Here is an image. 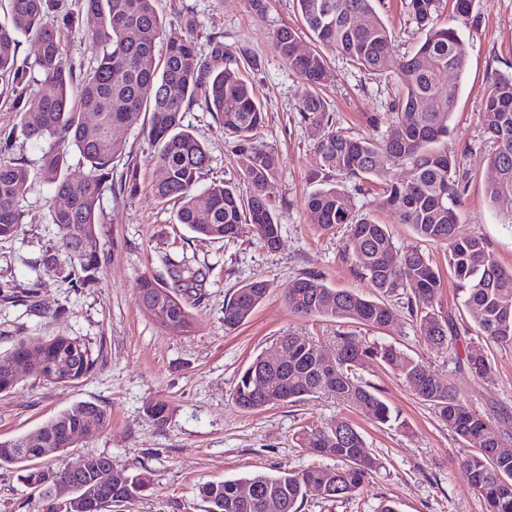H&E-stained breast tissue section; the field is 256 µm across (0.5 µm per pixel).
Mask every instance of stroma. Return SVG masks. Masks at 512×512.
<instances>
[{
  "label": "stroma",
  "mask_w": 512,
  "mask_h": 512,
  "mask_svg": "<svg viewBox=\"0 0 512 512\" xmlns=\"http://www.w3.org/2000/svg\"><path fill=\"white\" fill-rule=\"evenodd\" d=\"M404 0H377V13L394 32L400 51L413 50L422 35L409 20ZM166 22L191 20L200 52L211 36L220 35L230 54L248 55L256 64L247 78L266 112L252 133L256 144L278 156L279 170L267 193L282 226L281 245L270 251L260 243L237 244L193 238L175 223V203L159 201L150 189L156 150L138 116L119 129L126 152L139 171L135 195L105 189L98 210L99 270L93 284L75 287L68 261L49 270L41 258L57 248L50 187L31 185L24 222L12 238L0 240V283L13 287L16 301L0 300V360L15 341L26 337L36 345L58 335L81 339L97 359L94 371L80 381L54 384L21 376L0 394V439L37 432L59 411L77 401L105 407L112 421L107 429L76 438L70 448L49 459L53 470L76 466L83 457L106 455L115 467L151 479L148 492L104 512H206L198 488L208 482L256 472L276 474L310 465L332 467L336 461L297 446L293 433L306 424L320 428L339 418L353 421L364 435L379 468L356 497L329 502L311 495L301 512H377L389 503L397 512H485L481 497L460 467L470 445L448 430L425 403L412 395L395 373L377 366L363 369L389 406L393 420L380 425L331 397L307 403L246 411L232 399L240 372L257 356L271 354L281 336L292 332L320 336L327 355H335L337 326L320 317L297 314L285 293L293 280L307 273L323 277L332 288L372 295L367 279L352 265L353 245L346 229L325 234L312 224L304 206L317 188L310 175L320 165L316 138L299 107L301 78L278 55L271 36L283 27L300 28L296 0H266L262 15L247 0H159ZM467 45L461 76H450L455 93L449 150L461 153L468 172L457 203L458 232L484 238L499 263L512 267V226L504 224L490 204L486 187L493 172L486 157L493 144L479 114L485 90L499 74H512V0H476L469 16L450 18ZM394 80L366 74L355 64L329 54L328 72L319 89L327 112L344 131L356 137L381 139L394 116L389 103ZM184 124L205 144L210 166L200 181L236 176L235 149L213 113L194 107ZM361 213L387 224L398 247L418 244L411 227L377 206L375 191L356 196ZM183 251L203 279L182 299L194 316L192 330L176 334L159 326L141 305L136 284L142 275H158L159 254ZM263 280L266 297L247 323L224 328V301L240 286ZM393 320L382 330L358 327L357 335L389 343L418 358L449 382L476 414L498 419L512 414V349L494 350L493 377L473 375L456 359L431 351L402 304L392 306ZM168 401L170 418L158 426L145 406ZM15 468L0 467V512H39Z\"/></svg>",
  "instance_id": "35a3bbf8"
}]
</instances>
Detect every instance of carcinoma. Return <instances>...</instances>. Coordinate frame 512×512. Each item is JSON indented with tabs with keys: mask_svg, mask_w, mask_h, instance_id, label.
Listing matches in <instances>:
<instances>
[{
	"mask_svg": "<svg viewBox=\"0 0 512 512\" xmlns=\"http://www.w3.org/2000/svg\"><path fill=\"white\" fill-rule=\"evenodd\" d=\"M305 31L318 43L308 53L299 52V32L290 27L277 30L274 46L290 69L303 80L305 92L299 112L314 128L320 169L312 179L321 187L309 195L307 211L318 229L333 233L348 228L353 243V262L370 282L375 297L328 287L315 274L296 279L288 288L286 302L294 311L317 316L341 326L361 325L375 329L392 318L389 299L405 300L410 316L430 349L451 352L475 375L489 378L491 356L462 341L457 316L436 307L443 284L439 266L420 247L396 246L388 226L359 214L354 194L347 184L381 182L378 207L408 224L418 239L446 250L448 271L465 308L478 313L477 335L492 347L512 348V268L505 269L479 236L457 232L456 205L465 176L457 155L448 150V136L455 104V91L441 87L440 76L453 70L463 73L467 50L457 30L438 24L443 0H406L410 20L425 38L417 48L401 54L388 26L377 16L374 0H296ZM55 0H8L7 20L0 22V90L10 94L13 111L21 116L0 147V239L12 237L21 226L28 186L41 181L52 189V221L59 231L75 284L82 287L96 278L98 260V206L105 184L112 181L114 164L126 153V142L117 129L139 113H147L146 134L155 147V197L175 200L174 221L185 225L201 240L238 241L249 235L275 250L281 225L276 205L266 197V186L277 176L274 151L255 144L253 130L265 119L263 107L251 83L244 77V62L224 48V37L209 40L202 54L191 36V22L166 27L156 0H81L73 15L66 14L52 25L45 18ZM362 15L372 17L368 26L358 25ZM80 26L101 46L89 67H78L64 47V31ZM23 34L38 45L34 63L18 59L17 36ZM165 44L162 64L153 65L158 44ZM331 50L356 64L369 75L393 76L399 86L392 102L396 120L386 136L371 140L352 136L336 126L316 92L327 73ZM41 74L38 90L28 92L32 69ZM203 105L215 114L225 137L235 143L237 176L251 191L244 196L235 184L213 182L197 189L210 157L205 145L183 125L184 113ZM482 126L493 143L488 166L496 173L486 193L504 223L512 224V74L499 75L489 84ZM44 140L37 167L9 152L14 138ZM79 154L73 165L71 153ZM407 166V182L382 180L385 170ZM206 213V221L200 220ZM160 262L172 284H160L147 276L137 283L139 298L165 329L187 333L193 317L180 294L196 287L199 272L185 257L163 253ZM267 284L251 281L224 301V329L243 325L264 299ZM336 359L322 365L319 339L289 334L288 363L257 371L262 357H255L238 375L233 400L244 410L275 405H297L321 394L354 406L376 423L391 421L389 406L358 371L366 364L388 368L400 376L410 391L429 405L460 439L476 448L462 462L472 488L481 496L487 512H512V434L471 411L453 387L440 380L418 360L391 344L366 343L350 331L336 330ZM77 349L80 359L70 364L72 377L88 376L96 358L77 337L56 336L41 343V376L50 378L56 365ZM27 342L20 339L0 363V380L7 369L27 355ZM159 426L170 417L167 401L146 405ZM99 429L109 426L108 411L94 403L76 402L46 424L47 447L59 453L69 447L68 437L86 418ZM299 446L336 459V466H311L277 476H249L206 483L198 493L209 505L207 512H265L264 502L274 498L282 512H299L310 489H323L321 497L344 502L376 473L378 463L366 452L358 426L348 420L317 429L299 427ZM22 448L21 454L9 452ZM48 457L40 448L25 446V438L0 440V466L33 462ZM99 486L112 488L113 502L136 499L150 488L145 473L130 475L122 470L107 478L111 458L92 455ZM79 483L84 476L66 471L24 467L20 479L38 484L48 478ZM250 486L255 494H239Z\"/></svg>",
	"mask_w": 512,
	"mask_h": 512,
	"instance_id": "carcinoma-1",
	"label": "carcinoma"
}]
</instances>
